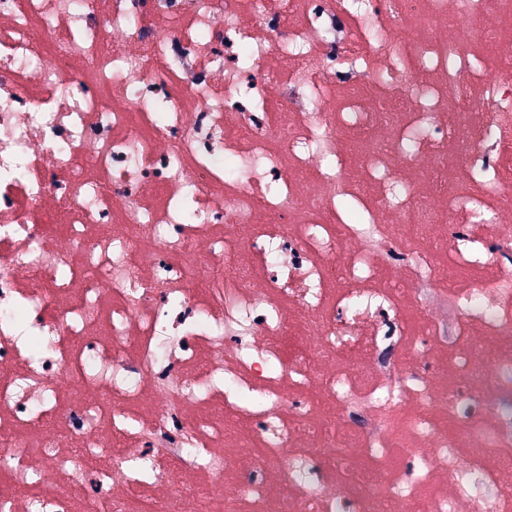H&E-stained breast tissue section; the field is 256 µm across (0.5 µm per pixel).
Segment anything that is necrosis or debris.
Masks as SVG:
<instances>
[{
  "label": "necrosis or debris",
  "mask_w": 512,
  "mask_h": 512,
  "mask_svg": "<svg viewBox=\"0 0 512 512\" xmlns=\"http://www.w3.org/2000/svg\"><path fill=\"white\" fill-rule=\"evenodd\" d=\"M0 512H512V0H0Z\"/></svg>",
  "instance_id": "necrosis-or-debris-1"
}]
</instances>
